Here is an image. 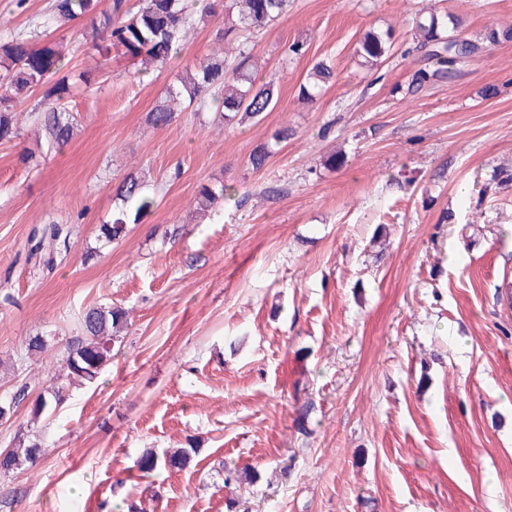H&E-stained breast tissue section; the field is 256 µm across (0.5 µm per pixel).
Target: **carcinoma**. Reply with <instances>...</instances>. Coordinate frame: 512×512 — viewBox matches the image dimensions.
Segmentation results:
<instances>
[{
  "mask_svg": "<svg viewBox=\"0 0 512 512\" xmlns=\"http://www.w3.org/2000/svg\"><path fill=\"white\" fill-rule=\"evenodd\" d=\"M189 0H52L50 18L59 27L79 18L90 21L93 46L103 58L116 49L123 55L141 63L165 64L181 49L185 29L189 26ZM288 7V0H228L225 16L233 18L224 29L225 35L238 39L236 54L230 47L216 53L199 69L186 73L179 85L172 87L161 104L148 116L154 127H167L175 119L176 106L195 104L199 108L213 107L218 117L229 125L258 121L277 104L274 99L277 79L272 77L258 85L253 76L254 59L246 45L255 31L276 21ZM417 31L416 49L424 50V58L434 61L435 67H421L412 76L410 89L422 90L438 79H452L459 69L499 41V37H512V32L498 34L491 31L482 42L462 36L456 29H448V16L426 8L413 21ZM391 35L366 33L355 51L360 65L372 68L386 60L392 52ZM65 56L52 43L32 46L30 40L20 36L0 43V143H11L20 136L14 120L15 108L42 91V101L33 112V120L44 134L49 148L68 144L77 125V116L71 106L77 83L89 84L81 73L78 81L64 75L55 82L50 79L64 67ZM333 67L324 60L316 62L310 71L309 85L300 93L313 100L333 79ZM273 151L263 145L249 156L252 169H263ZM224 184L204 185L199 191L200 204L208 206L226 196ZM121 201L112 220L99 226L98 238L109 244L123 237L127 226L137 224L157 205L155 193L147 190L146 177L138 172L126 174L115 189ZM126 324V312L120 307L91 306L80 321L82 335L68 340L63 348L62 361L67 370L66 381L50 384L37 397L30 400L21 388L0 405L18 406L28 401V422L37 424L51 417L65 402L68 386L79 382L94 383L102 368L112 358L120 329ZM196 449L177 448L158 453L149 448L136 461L137 470L151 474L158 470H182L191 462ZM41 455L38 440L22 438L8 449L0 460V474H10L36 463Z\"/></svg>",
  "mask_w": 512,
  "mask_h": 512,
  "instance_id": "obj_1",
  "label": "carcinoma"
}]
</instances>
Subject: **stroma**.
<instances>
[{"label": "stroma", "instance_id": "stroma-1", "mask_svg": "<svg viewBox=\"0 0 512 512\" xmlns=\"http://www.w3.org/2000/svg\"><path fill=\"white\" fill-rule=\"evenodd\" d=\"M215 2L144 72L102 62L85 21L49 23L51 0H0V41L56 43L93 78L66 146L47 149L37 93L0 144V398L49 386L86 307L128 313L95 383L37 425L23 406L0 421V448L26 433L45 446L0 475V512H512V39L413 93L421 0H289L249 42L257 81L278 78L271 112L225 126L189 108L150 126L178 75L221 51ZM436 8L474 40L512 29V0ZM370 30L394 43L373 69L355 55ZM322 59L335 78L306 101ZM140 169L156 207L100 245L116 183ZM219 182L234 196L201 212V186ZM51 222L72 235L47 271L30 238ZM189 445L185 470L134 466ZM227 466L251 480L225 484Z\"/></svg>", "mask_w": 512, "mask_h": 512}]
</instances>
